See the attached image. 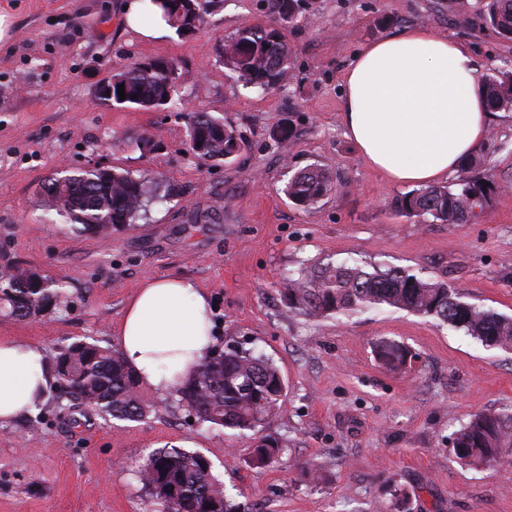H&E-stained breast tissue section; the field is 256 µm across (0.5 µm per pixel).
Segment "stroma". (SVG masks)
<instances>
[{
  "label": "stroma",
  "instance_id": "35a3bbf8",
  "mask_svg": "<svg viewBox=\"0 0 512 512\" xmlns=\"http://www.w3.org/2000/svg\"><path fill=\"white\" fill-rule=\"evenodd\" d=\"M129 0H0L12 22L0 45V271L23 266L58 280L61 309L30 318L0 312V339L45 358L78 341L111 345L125 305L146 280L183 277L211 296L219 345L273 359L286 390L263 430L278 464L250 462L252 442L191 422L167 393L143 388L154 411L140 421L61 409L44 397L32 416L0 425V512H155L135 467L158 448L196 451L242 512H512V455L472 468L448 451L471 415L512 413V351L400 310L311 318L290 309V274L354 259L442 281L466 301L512 315V111L495 113L479 153L497 186L480 219L425 224L396 214L409 192L373 171L341 125L343 73L367 44L419 26L465 45L477 74L512 63V40L483 25L488 0H303L304 22H281L289 74L262 93L216 56L221 39L273 20L269 0H221L187 34L155 39L124 21ZM172 59L177 94L235 127L244 144L226 162L189 147L188 119L106 105L98 85L132 62ZM288 138H279L280 129ZM151 136L152 153L137 149ZM318 164L333 188L316 207L283 189ZM159 182L135 223L76 234L49 223L41 185L84 166ZM409 348L390 371L378 344ZM40 417L31 426V417Z\"/></svg>",
  "mask_w": 512,
  "mask_h": 512
}]
</instances>
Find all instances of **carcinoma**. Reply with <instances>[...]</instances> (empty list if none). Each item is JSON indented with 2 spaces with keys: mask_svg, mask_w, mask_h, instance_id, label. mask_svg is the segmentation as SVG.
<instances>
[{
  "mask_svg": "<svg viewBox=\"0 0 512 512\" xmlns=\"http://www.w3.org/2000/svg\"><path fill=\"white\" fill-rule=\"evenodd\" d=\"M193 14L178 13L177 6L155 0L166 23L182 33L190 21L200 24L217 7V0H192ZM485 22L503 38L512 40V0H489ZM224 65L244 82L261 91L274 89L290 69L291 54L275 23L238 29L218 51ZM177 63H131L113 74V88H125V100L100 94L106 103L131 104L147 109L177 112L183 109L174 97ZM484 100L492 111H512V67L479 79ZM137 98H132V95ZM190 147L205 160H226L241 149L242 139L224 120L199 110L190 115ZM486 167L472 156L462 165L464 176L451 186H425L395 197L391 206L407 218L462 224L477 218L489 206L496 186L490 179L471 175ZM328 169L311 164L297 172L284 192L303 209L317 206L331 191ZM159 185L127 172H111L97 166L51 177L43 186L44 197L64 224L80 225L83 232L101 226L135 223L140 212L158 198ZM62 284L29 269L18 267L0 281V304L10 314L36 317L56 309ZM288 307L312 317H333L396 309L431 317L460 328L494 347L512 350V316L480 308L462 299L444 282L424 279L406 269L367 267L357 261L327 262L303 268L288 277ZM408 349L381 344L377 360L388 370L406 366ZM58 387L57 402L84 405L113 418L136 421L150 411L151 402L137 388L135 373L118 349L78 342L62 349L53 359ZM274 362L252 349L230 346L216 350L194 367L172 390L177 407L196 420L247 437L257 434L276 415L285 387ZM458 447L466 449L459 460L482 466L491 449L512 451V414L484 411L453 433ZM278 444L261 439L251 463L257 467L277 462ZM143 487L160 506L159 512H237L211 473L210 463L197 452L180 448L152 451L137 468ZM179 487L178 501L165 491L167 483Z\"/></svg>",
  "mask_w": 512,
  "mask_h": 512,
  "instance_id": "carcinoma-1",
  "label": "carcinoma"
}]
</instances>
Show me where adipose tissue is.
<instances>
[{"instance_id":"1","label":"adipose tissue","mask_w":512,"mask_h":512,"mask_svg":"<svg viewBox=\"0 0 512 512\" xmlns=\"http://www.w3.org/2000/svg\"><path fill=\"white\" fill-rule=\"evenodd\" d=\"M342 124L365 161L393 183L428 186L488 139L468 49L423 27L365 47L344 74ZM118 344L140 382L171 390L217 344L207 292L189 279L144 282L128 301ZM53 378L39 348L0 340V423L30 414Z\"/></svg>"}]
</instances>
